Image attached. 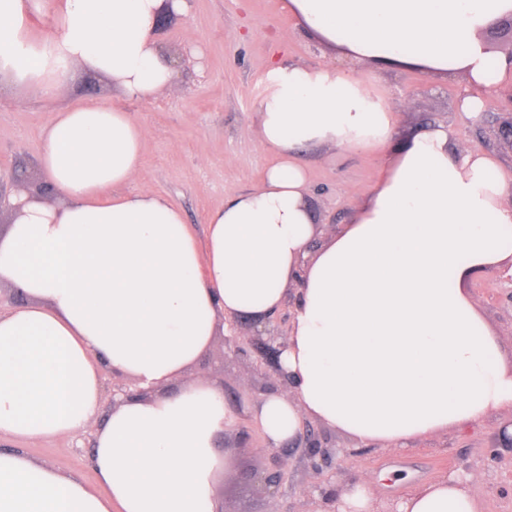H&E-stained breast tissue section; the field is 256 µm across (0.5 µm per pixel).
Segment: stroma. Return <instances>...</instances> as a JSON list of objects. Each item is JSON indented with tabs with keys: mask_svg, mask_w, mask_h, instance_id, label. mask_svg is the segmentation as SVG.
Segmentation results:
<instances>
[{
	"mask_svg": "<svg viewBox=\"0 0 512 512\" xmlns=\"http://www.w3.org/2000/svg\"><path fill=\"white\" fill-rule=\"evenodd\" d=\"M159 38L179 64V87L152 103L124 102L123 107L147 131L140 185L164 195L179 207L197 239H204L208 212L226 195L256 186L271 155L256 141L255 105L261 79L271 59L312 64L320 59L315 42L280 9V0H191L185 15L165 21ZM379 86L401 110L397 138L434 124L451 129L455 143L490 150L512 169V143L498 131L500 98L487 97L479 119H466L459 108L470 88L463 77L431 82L412 70L379 73ZM103 80L84 75L67 79L51 100L26 91L0 96V169L32 168L42 148L41 133L53 113L77 102L115 101ZM384 155L378 150L339 152L308 147L300 161L308 171L309 203L317 223H347L354 204L380 175ZM486 323L501 342L505 363H512V273L490 269L470 279ZM198 368L234 388L241 404H254L269 386L247 360L224 356L222 341L202 356ZM505 420L494 414L463 431L448 430L390 450L363 446L333 432L336 487L345 490L365 478L374 481L380 500L400 499L442 476L474 474L471 491L483 512H512V450L496 449V434ZM92 433L25 445V452L60 465L86 482L95 475L88 459ZM231 465L218 484L225 512H305L301 489L267 495L250 474L265 468L263 434L250 416L237 417L224 438Z\"/></svg>",
	"mask_w": 512,
	"mask_h": 512,
	"instance_id": "1",
	"label": "stroma"
}]
</instances>
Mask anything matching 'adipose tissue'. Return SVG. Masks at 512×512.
I'll return each mask as SVG.
<instances>
[{
  "label": "adipose tissue",
  "instance_id": "ef3b65f1",
  "mask_svg": "<svg viewBox=\"0 0 512 512\" xmlns=\"http://www.w3.org/2000/svg\"><path fill=\"white\" fill-rule=\"evenodd\" d=\"M187 0H0V84L55 98L66 65L150 101L174 86L157 38ZM324 60L266 70L258 141L275 156L253 189L229 194L197 240L181 210L139 175L146 130L120 107L77 104L42 133L36 166L59 202L21 196L0 235V284L22 305L0 314V512H218L230 465L217 443L232 423L222 386L184 375L222 318L280 309L300 282L280 356L291 386L252 419L267 442L313 419L361 444L403 448L512 409V366L465 282L512 268V175L491 152L458 149L447 126L395 141L399 114L375 86L382 65L429 78L464 75L481 93L512 80V55L485 34L512 0H281ZM49 12L33 40L29 17ZM310 145L384 151V168L350 222L316 240ZM111 200H100L104 190ZM141 397L102 413L103 368ZM183 384L174 393L167 385ZM93 432L87 484L28 455L24 444ZM401 512H482L460 481L441 478Z\"/></svg>",
  "mask_w": 512,
  "mask_h": 512
}]
</instances>
